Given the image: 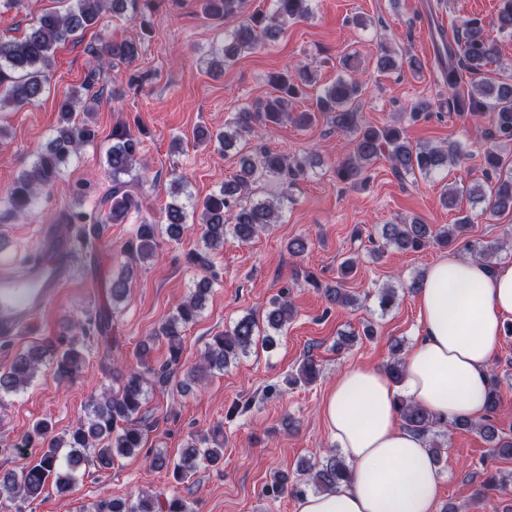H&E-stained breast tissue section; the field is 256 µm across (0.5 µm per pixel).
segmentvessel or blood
I'll use <instances>...</instances> for the list:
<instances>
[{"instance_id":"1","label":"vessel or blood","mask_w":512,"mask_h":512,"mask_svg":"<svg viewBox=\"0 0 512 512\" xmlns=\"http://www.w3.org/2000/svg\"><path fill=\"white\" fill-rule=\"evenodd\" d=\"M76 244V238L51 226L43 230L23 271L0 265L1 342L15 341L38 325L68 276L67 261Z\"/></svg>"}]
</instances>
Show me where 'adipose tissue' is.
<instances>
[{
    "label": "adipose tissue",
    "mask_w": 512,
    "mask_h": 512,
    "mask_svg": "<svg viewBox=\"0 0 512 512\" xmlns=\"http://www.w3.org/2000/svg\"><path fill=\"white\" fill-rule=\"evenodd\" d=\"M419 294L421 330L403 383L364 364L331 383L322 412L349 478L335 491L301 497L297 512H435L442 475L425 442L401 425L397 401L444 420L483 415L491 360L512 317V262L490 269L441 259L424 273Z\"/></svg>",
    "instance_id": "ef3b65f1"
}]
</instances>
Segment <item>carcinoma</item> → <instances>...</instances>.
Segmentation results:
<instances>
[{
    "label": "carcinoma",
    "instance_id": "obj_1",
    "mask_svg": "<svg viewBox=\"0 0 512 512\" xmlns=\"http://www.w3.org/2000/svg\"><path fill=\"white\" fill-rule=\"evenodd\" d=\"M311 0H271L269 11H245L246 0H202L204 15L219 21L235 20L234 26L224 31V39L209 53V64L224 68L240 55L254 50L261 42L273 38L288 24L311 15ZM71 6L63 13L47 11L41 14L20 38L0 39V107L20 110L43 94L51 76L53 53L56 45L73 38L78 31L98 23L105 11L115 17L138 23V38L121 41H102L91 47V53L103 63L133 64L142 49L141 39L150 35L153 0H70ZM496 25L501 31L512 32V0H500ZM442 52L448 56L444 69L448 88L456 89L463 75L478 74L495 63L497 43L485 37L483 20H466L461 33L450 42L441 41ZM418 67L412 57L396 58L390 51L382 50L379 69L392 72L403 66ZM344 73L334 83L324 88L316 97V109L293 112L290 106L308 95L313 87L315 69L303 65L296 69H282L267 75V83L274 88V95L258 99L240 107L225 122L224 130L216 133L201 129L198 140L224 151L235 148L241 139L259 138L269 129L284 123L297 127L312 125L319 114L327 116L336 129L354 135L352 152L336 167V178L350 186L361 185L367 180L368 168L384 157L391 165L393 175L400 181L417 175L428 176L446 166L463 163L467 154L454 144L444 148L430 144H411L403 127H382L362 123L358 112V98L363 82L354 70L352 59L342 60ZM102 69L90 70L80 86L67 93L60 104L63 124L55 131L48 145L38 152L30 170L18 175L0 194V223L17 218L34 209L41 198L55 186L62 169L77 155L80 148L90 143L93 130L87 122L75 119L76 104L81 100L94 103L99 98ZM463 115L485 117L490 124L487 138L491 143L482 152L484 178H496L494 186L484 189L476 181L459 188L451 186L445 191L450 203H455L459 193L488 199L490 212L499 214L512 211V174L503 175V158L500 148L512 144V83L504 81L479 83L462 98L454 97ZM238 170L233 180L207 195L199 203L192 196L186 202H173L165 215L166 234L177 237L188 223L189 216L198 215L201 224L202 248L189 254V261L204 270L212 266V254L224 248L227 237L238 242H248L271 225L280 223L284 202L288 200L287 184L306 175L314 166V158L305 154L272 151L265 146L244 153H235ZM145 167L142 159V142L126 127L112 131V148L105 173L109 179L106 190L93 201L90 210L72 213L70 223L83 225L84 242L99 237L106 224H123L128 216L141 208L139 188L143 179L136 167ZM264 182L280 186V192L270 199L253 201L254 186ZM470 219L459 217L454 223L433 228L419 219L402 220L388 224L384 230L386 243L402 251H420L429 247L462 245L474 257L491 260L507 247L504 240L475 244L468 240ZM161 228L147 220L139 224L134 237L122 247L124 268L112 276L109 295L112 311H117L126 301L138 267L156 256ZM211 290V281L204 278L196 288L163 318L158 327L143 341L137 353L141 360L148 359L150 342L166 340L168 355L157 366L143 365L126 370L112 368V390L103 391L90 399L84 416L62 436H49L46 420L36 422L24 439V444L37 445L42 454L35 463L18 470H10L0 477V496L10 500H29L38 497L45 485L54 483L61 492H69L78 475L90 467L107 468L116 457L129 456L142 448L144 430L139 424V414L148 393L155 387L171 383L182 355L185 328L196 321ZM324 298L331 304L358 305L356 296L343 288L323 289ZM295 309L288 292L281 291L270 301L265 321L246 314L233 325L215 334L206 343L200 362L179 382L180 389H189L204 379L205 375L222 372L247 356L260 344L270 349L276 345L275 335L292 321ZM86 334V328L71 326L66 335L45 345L34 346L19 353L9 368L0 371V406L4 396L22 390L35 376L39 365L52 361L59 380L66 381L76 375L84 362L77 334ZM320 376V366L312 358L304 359L297 372L286 378V384H311ZM490 387L486 413L478 421L457 417L443 421L410 400L400 399L397 407L402 426L425 439L434 458H439L444 443L441 438L457 429H471L482 434L492 444L497 456L512 458V436L505 435L494 424L499 404L501 380L490 372ZM224 457V432L198 435L187 440L180 457L174 461L159 453L154 456V466L172 471L175 481L189 478L200 461L216 463ZM299 478L288 483L283 475H273L271 491L274 495L290 492L304 495L305 488L318 492L332 491L348 478V465L334 455L315 463L301 464ZM95 512H192L188 503L171 496L141 493L135 498H110L99 502Z\"/></svg>",
    "mask_w": 512,
    "mask_h": 512
}]
</instances>
